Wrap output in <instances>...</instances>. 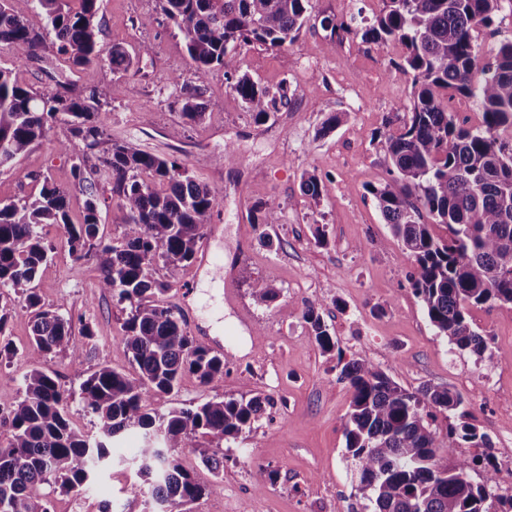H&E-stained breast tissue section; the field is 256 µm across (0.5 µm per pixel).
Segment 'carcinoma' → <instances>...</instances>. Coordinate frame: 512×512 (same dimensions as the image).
Returning a JSON list of instances; mask_svg holds the SVG:
<instances>
[{"mask_svg": "<svg viewBox=\"0 0 512 512\" xmlns=\"http://www.w3.org/2000/svg\"><path fill=\"white\" fill-rule=\"evenodd\" d=\"M77 2L73 9L68 0H0V44L11 48L18 64L45 59L51 35L67 63L58 74L59 89L51 91L33 90L0 67V169L65 121L70 138L55 148L71 155L77 178L87 167L104 169L123 232L112 243L99 236L100 209L108 199L92 190L73 221L64 191L47 177L38 197L0 202V360L19 355L5 330L20 310L32 315V337L21 359L37 364L65 352L73 363L83 362L86 350L73 339L70 319L31 287L50 251L39 228L58 224L76 258L96 263L98 288L128 303L124 345L134 372L115 370L104 355L81 382L82 407L97 419L93 435L72 426L70 394L57 378L36 368L24 376L22 398L0 418L6 429L0 512H49L47 488H88L99 467L112 461L117 435L130 429H142L144 436L136 454L138 479L125 491L143 503V512H191L220 484L224 442L251 431L268 398L215 395L184 407H153L178 393L187 373L206 387L224 384L227 356L190 336L181 316L161 300L196 258L218 197L187 167L131 141L108 139L102 93L74 87L70 73L105 59L112 69L126 70L151 47L140 46L135 56L119 44L104 48L103 0ZM500 2L383 0L370 20L322 19L324 27L370 47L402 48L394 65L410 75L411 97L403 114L388 118L374 135L390 161V179L367 192L412 259L408 280L436 335L489 370L487 340L469 312L488 303L512 305V39L482 64L474 32L494 24ZM157 7L183 35L194 65L196 84L172 77L180 85L186 123L205 117L201 90L219 72L255 123H266L285 105L284 96L240 72V56L254 44L283 49L297 42L312 0H157ZM477 70L483 73L478 82ZM455 94L479 103L481 124L469 126L449 111ZM347 118L346 112L329 115L319 135ZM301 187L313 200L327 193L313 171L302 174ZM281 213L280 203L268 199L252 206L250 218L266 228L280 223ZM252 295L269 303L278 291L258 280ZM302 317L321 351H336L318 308L306 306ZM336 369V380L352 391L343 435L355 489L372 512H512V494L502 493L499 470L485 453L489 437L472 423L459 393L428 384L409 391L372 361H346L340 351ZM449 413L458 422L443 435L438 419ZM182 448L201 457L211 480L181 464ZM460 448L474 454L467 457ZM479 465L475 481L471 472Z\"/></svg>", "mask_w": 512, "mask_h": 512, "instance_id": "obj_1", "label": "carcinoma"}]
</instances>
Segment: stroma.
Returning a JSON list of instances; mask_svg holds the SVG:
<instances>
[{
    "label": "stroma",
    "mask_w": 512,
    "mask_h": 512,
    "mask_svg": "<svg viewBox=\"0 0 512 512\" xmlns=\"http://www.w3.org/2000/svg\"><path fill=\"white\" fill-rule=\"evenodd\" d=\"M311 19L299 40L276 51L244 49L241 69L260 84L284 89L288 105L269 122L255 124L230 92L223 74L211 76L203 100V121L187 124L180 114V76L194 82V66L183 37L156 10L155 0H104L101 42L137 51L151 44L150 57L129 70L113 71L103 62L81 70L80 85L107 95L106 128L112 138L130 140L150 152L192 169L219 197L200 247L215 255L205 266L187 267L165 296L175 308H191V336H208L220 344L229 362L224 384L213 389L185 375L174 405L198 403L214 395H263L271 400L252 430L224 451L219 489L199 500L193 512H359L362 504L345 459L343 419L351 391L337 381V356L362 355L402 388L425 384L460 393L480 430L491 439L503 487H512V306L472 308L474 327L487 338L494 369L475 356L450 349L436 336L408 283L412 261L393 239L367 185L385 180L388 162L373 132L410 99L408 76L392 66V47L374 49L360 39L342 38L323 28L330 17L370 19L382 0H313ZM234 122H227L226 113ZM348 119L327 136H319L332 113ZM69 127L56 123L46 140L0 169V201L38 195L37 175H47L65 191L72 217H79L86 186L107 188L106 176L86 170L84 183L72 174V158L54 145L68 138ZM234 143L238 162L215 164L225 143ZM210 157L200 166L199 157ZM316 171L328 192L314 201L303 194L301 175ZM276 199L282 222L261 237L250 222L252 205ZM322 227L326 245L313 230ZM42 233L51 247L49 260L33 286L45 304L71 320L75 339L88 356L83 365L58 353L42 360V371L56 374L70 392L107 353L113 368L130 371L124 347L126 304L101 292L95 264L76 261L67 235L58 225ZM279 291L263 304L252 296L256 281ZM321 306L334 329L340 355L322 353L302 313L308 303ZM222 310L224 328L214 331L213 315ZM94 336L84 340L85 329ZM277 470L276 483H262L259 467ZM130 471L116 467L99 475L89 490L56 491L51 512H141L124 491Z\"/></svg>",
    "instance_id": "stroma-1"
}]
</instances>
